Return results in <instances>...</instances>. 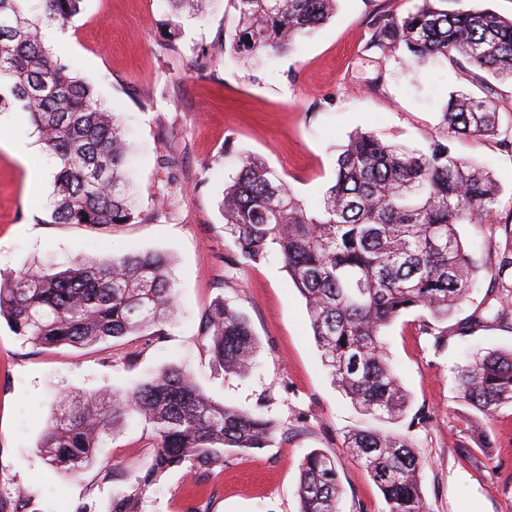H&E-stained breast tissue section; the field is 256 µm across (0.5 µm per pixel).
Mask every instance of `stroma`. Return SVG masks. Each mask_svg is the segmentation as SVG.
<instances>
[{
    "instance_id": "35a3bbf8",
    "label": "stroma",
    "mask_w": 512,
    "mask_h": 512,
    "mask_svg": "<svg viewBox=\"0 0 512 512\" xmlns=\"http://www.w3.org/2000/svg\"><path fill=\"white\" fill-rule=\"evenodd\" d=\"M419 0H339L335 15L291 54L246 66L220 46L238 21L230 0H207L202 17L181 18L174 42L161 35L168 0H84L70 21L42 30L44 45L115 112L128 133L130 179L138 219L120 226L52 224V176L32 185L9 142L37 141L17 112L0 115V275L39 263L67 267L79 254L160 250L173 261L178 291L174 322L159 341L125 336L93 347H39L0 318V501H29L28 512H62L92 500L108 512L114 483L102 466L134 473L147 464L154 436L129 417L77 475L53 472L36 445L59 393L120 391L163 367L191 372L219 403L261 413L279 429L268 448L231 453L210 474L172 471L142 501V512H298L303 457L332 455L342 488L340 512H387L363 464L347 451L346 433L388 427L410 433L426 465L422 491L428 512H512V407L476 417L462 399L457 371L471 354L512 350V325L492 324L467 337L459 322L479 306L490 284V256L512 224V153L497 138L457 141L497 179L500 203L487 224L459 227L481 265L468 300L447 322L448 344L437 349L408 313L384 335L418 427L383 423L333 385L323 367L305 301L278 255L252 267H229L224 256V187L246 155L264 158L306 202L331 185L338 150L357 131L411 148L426 147L450 92L471 89L449 62L414 68L401 56L365 53L367 26L378 12L403 15ZM230 300L259 341L251 371L228 376L199 336L212 300ZM493 450H477L475 423Z\"/></svg>"
}]
</instances>
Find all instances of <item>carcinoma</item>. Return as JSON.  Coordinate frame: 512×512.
<instances>
[{"mask_svg":"<svg viewBox=\"0 0 512 512\" xmlns=\"http://www.w3.org/2000/svg\"><path fill=\"white\" fill-rule=\"evenodd\" d=\"M83 0H0V111L16 108L58 160L49 217L53 224L120 225L137 217L125 172L126 133L93 89L67 72L42 41V26L80 12ZM338 0H233L238 24L224 51L250 63L292 51L325 24ZM367 50L401 51L415 65L445 59L472 71L478 97L449 95L440 136L426 150L409 149L356 132L338 155L335 182L309 205L268 163L247 155L224 188V235L232 267H249L276 252L305 299L309 320L332 382L365 412L396 420L408 397L386 353L383 333L410 311L420 332L444 343L448 321L467 300L479 265L465 250L462 224L495 213L500 188L450 142L495 136L499 112L489 79L512 81V19L490 10L448 11L432 0L404 16L377 13ZM496 254L493 286L512 276V226ZM171 260L162 251L123 256L81 255L63 270L43 264L0 280V317L35 346L87 347L109 339L162 335L176 308ZM491 320L512 321V305L496 297ZM201 336L227 375L252 368L259 347L248 320L222 297L201 317ZM458 388L483 415L512 405V351H491L462 366ZM150 427L155 451L113 494L110 512H141L144 494L166 472L189 466L207 473L224 452L268 446L275 419L212 400L185 370L168 366L123 393H64L37 445L47 465L78 474L95 462L94 449L128 416ZM388 512H427L420 476L424 461L410 437L376 429L347 437ZM336 460L313 450L300 463L299 512H337Z\"/></svg>","mask_w":512,"mask_h":512,"instance_id":"obj_1","label":"carcinoma"}]
</instances>
